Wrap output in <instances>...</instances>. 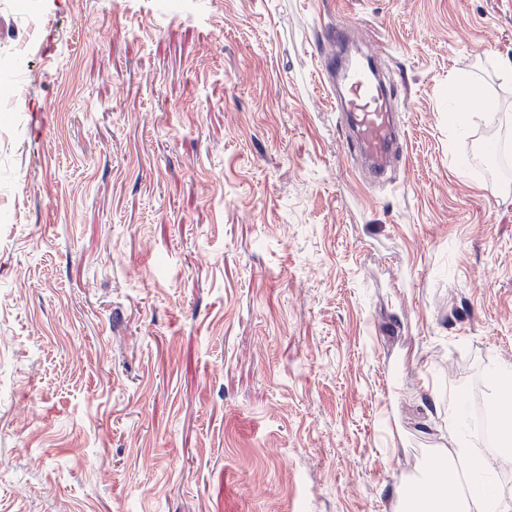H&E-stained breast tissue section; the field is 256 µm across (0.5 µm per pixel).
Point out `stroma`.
Wrapping results in <instances>:
<instances>
[{
  "mask_svg": "<svg viewBox=\"0 0 512 512\" xmlns=\"http://www.w3.org/2000/svg\"><path fill=\"white\" fill-rule=\"evenodd\" d=\"M43 24L27 44L29 16ZM0 512H403L512 364V0H0ZM405 125L365 183L320 60ZM468 75L494 101L464 124Z\"/></svg>",
  "mask_w": 512,
  "mask_h": 512,
  "instance_id": "35a3bbf8",
  "label": "stroma"
}]
</instances>
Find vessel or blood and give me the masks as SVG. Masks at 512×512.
<instances>
[{
  "mask_svg": "<svg viewBox=\"0 0 512 512\" xmlns=\"http://www.w3.org/2000/svg\"><path fill=\"white\" fill-rule=\"evenodd\" d=\"M350 35L345 24L328 30L322 68L325 74L338 75L344 87L336 99V109L343 112L350 130L346 140L349 151L368 162L369 180L383 181L391 161L402 152V128L395 119L386 86L370 82L364 61L341 65L339 49Z\"/></svg>",
  "mask_w": 512,
  "mask_h": 512,
  "instance_id": "1",
  "label": "vessel or blood"
}]
</instances>
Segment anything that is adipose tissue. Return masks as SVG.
Returning <instances> with one entry per match:
<instances>
[{"label": "adipose tissue", "instance_id": "1", "mask_svg": "<svg viewBox=\"0 0 512 512\" xmlns=\"http://www.w3.org/2000/svg\"><path fill=\"white\" fill-rule=\"evenodd\" d=\"M465 417L464 402H457L448 413V463L433 467L408 500L424 512H512V495L495 490L502 461L512 455V431L486 443L471 434Z\"/></svg>", "mask_w": 512, "mask_h": 512}]
</instances>
